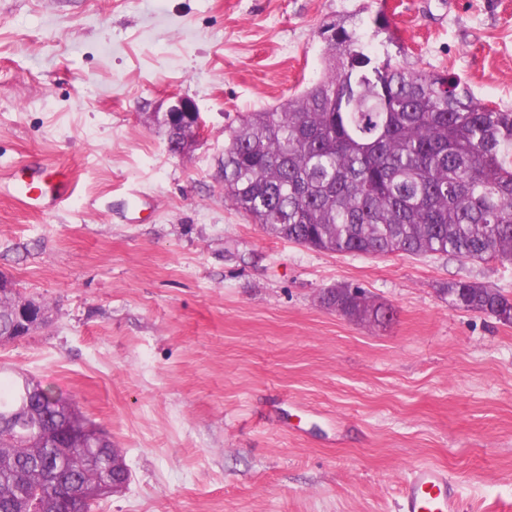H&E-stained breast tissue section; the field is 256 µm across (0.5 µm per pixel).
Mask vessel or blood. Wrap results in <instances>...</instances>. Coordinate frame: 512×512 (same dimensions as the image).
I'll return each instance as SVG.
<instances>
[{
	"label": "vessel or blood",
	"instance_id": "1",
	"mask_svg": "<svg viewBox=\"0 0 512 512\" xmlns=\"http://www.w3.org/2000/svg\"><path fill=\"white\" fill-rule=\"evenodd\" d=\"M0 192L21 205L46 214L71 195V182L47 169L30 170L28 175L10 174ZM458 492L447 472L433 465L417 467L401 492V512H460Z\"/></svg>",
	"mask_w": 512,
	"mask_h": 512
}]
</instances>
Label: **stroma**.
I'll list each match as a JSON object with an SVG mask.
<instances>
[{
	"mask_svg": "<svg viewBox=\"0 0 512 512\" xmlns=\"http://www.w3.org/2000/svg\"><path fill=\"white\" fill-rule=\"evenodd\" d=\"M394 64L512 107V0H0V178L73 176L51 216L0 195V273L46 308L0 375L75 394L120 448L97 512H398L420 465L461 512H512V325L453 305L512 298V261L373 258L274 238L224 199V130L323 69V24L374 31ZM204 127L170 152V97ZM347 285L390 307L349 319ZM170 99L171 101L167 108L166 114H164L163 120L159 122V126L163 130L165 135L174 134L173 130L169 125L168 119H171L172 116L178 114L179 112H194L192 114L195 117V122L189 131H185L183 137L184 146L182 151L180 152V154H186L192 151L198 144V132L201 127L202 121L201 118L199 117V114L197 113L198 111L194 103L191 100L179 96H173L170 97ZM451 303L467 310L490 313L503 324H512V299L477 282L459 280L446 288ZM324 303L329 308L339 310L343 315L360 321L380 323L387 315L383 305H375L362 291L352 293L348 286L329 290Z\"/></svg>",
	"mask_w": 512,
	"mask_h": 512,
	"instance_id": "1",
	"label": "stroma"
}]
</instances>
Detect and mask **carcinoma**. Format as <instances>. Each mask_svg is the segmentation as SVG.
<instances>
[{"label": "carcinoma", "mask_w": 512, "mask_h": 512, "mask_svg": "<svg viewBox=\"0 0 512 512\" xmlns=\"http://www.w3.org/2000/svg\"><path fill=\"white\" fill-rule=\"evenodd\" d=\"M321 76L288 102L228 130L224 197L264 232L318 251L452 254L512 261V110L475 100L446 71L372 54L363 35L332 23ZM0 340L25 302L3 284ZM452 304L512 324V299L459 280ZM325 304L379 323L386 309L347 286ZM95 425L76 397L42 381L0 379V512H63L57 488L112 483V456L87 443ZM72 445L73 454H60Z\"/></svg>", "instance_id": "carcinoma-1"}]
</instances>
